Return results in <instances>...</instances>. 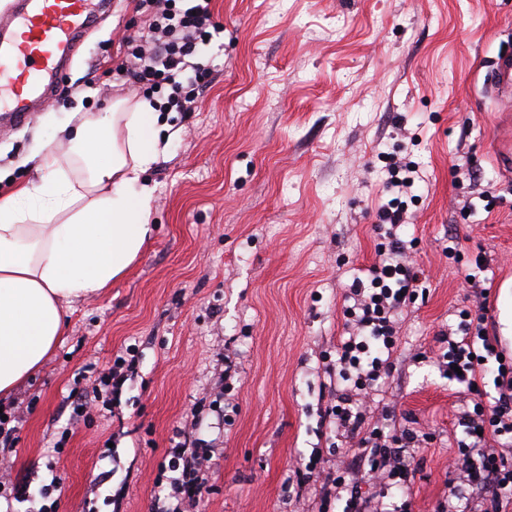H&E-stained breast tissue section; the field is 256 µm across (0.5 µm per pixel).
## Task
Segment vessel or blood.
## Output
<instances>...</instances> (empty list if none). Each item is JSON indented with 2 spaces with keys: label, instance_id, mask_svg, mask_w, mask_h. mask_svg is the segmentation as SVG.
<instances>
[{
  "label": "vessel or blood",
  "instance_id": "b4317fda",
  "mask_svg": "<svg viewBox=\"0 0 512 512\" xmlns=\"http://www.w3.org/2000/svg\"><path fill=\"white\" fill-rule=\"evenodd\" d=\"M110 0H12L0 13V127L31 122L39 103L57 97L87 32ZM491 89L512 88V55L499 56Z\"/></svg>",
  "mask_w": 512,
  "mask_h": 512
}]
</instances>
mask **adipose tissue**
<instances>
[{
  "mask_svg": "<svg viewBox=\"0 0 512 512\" xmlns=\"http://www.w3.org/2000/svg\"><path fill=\"white\" fill-rule=\"evenodd\" d=\"M65 132L67 153L41 147L38 180L0 199V396L43 367L72 303L124 275L152 233L150 101H116Z\"/></svg>",
  "mask_w": 512,
  "mask_h": 512,
  "instance_id": "ef3b65f1",
  "label": "adipose tissue"
}]
</instances>
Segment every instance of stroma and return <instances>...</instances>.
I'll return each instance as SVG.
<instances>
[{"instance_id":"35a3bbf8","label":"stroma","mask_w":512,"mask_h":512,"mask_svg":"<svg viewBox=\"0 0 512 512\" xmlns=\"http://www.w3.org/2000/svg\"><path fill=\"white\" fill-rule=\"evenodd\" d=\"M222 29L198 53L206 85L194 112L162 114L176 136L143 178L154 186L153 231L127 273L76 303L50 360L0 408L20 414L5 449L12 480L28 484L14 512H157L156 480L192 407L212 449L211 492L199 512H284L321 489L297 488V461L338 464L322 419L336 397L329 370L347 334L354 278L378 262L385 154L410 156L424 176L399 234L423 294L403 311L399 351L381 378L400 426L431 432L409 489L414 512L448 491L457 450L460 384L437 356L461 309L464 279L484 257L488 330L512 357V174L493 144L501 103L486 66L512 50V0H213ZM145 17L132 0L79 47L56 97L34 120L0 132V193L36 176L30 156L73 114L164 93L118 76V47ZM472 168L477 181L459 174ZM458 252L445 256L450 238ZM136 345L138 365L112 416L79 424L62 454L73 380ZM225 413L215 428L216 409ZM59 478L60 499L43 493Z\"/></svg>"}]
</instances>
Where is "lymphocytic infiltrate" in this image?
<instances>
[{
    "instance_id": "f902f5d3",
    "label": "lymphocytic infiltrate",
    "mask_w": 512,
    "mask_h": 512,
    "mask_svg": "<svg viewBox=\"0 0 512 512\" xmlns=\"http://www.w3.org/2000/svg\"><path fill=\"white\" fill-rule=\"evenodd\" d=\"M134 2L153 20L147 32L123 37L126 54L118 72L135 85H168L167 109L195 111L203 76L189 73V60L212 39V0H196L186 9L177 8V0ZM387 173L384 186L393 198L378 212L385 238L379 246L382 258L369 268L368 280H354L350 287L353 304L346 307L345 315L352 331L341 341L336 361L347 386L326 411L348 444L351 458L348 465L333 470L312 460L295 471L299 483H320L319 512H329L335 499L344 500V512H412L411 500L396 504L367 498L362 486L407 485L416 470L417 454L434 441L433 435L420 436L409 429L389 433L392 413L374 405L379 397L377 381L391 371L399 347L397 316L421 284L418 272L403 258L405 243L396 233L406 218L399 198L411 193L421 171L401 158L390 163ZM478 295V315L460 320L458 339L449 341L442 354L445 374L464 385L470 405L458 416L465 437L456 443L458 458L452 464L448 494L435 512H512V363H506L498 337L487 330V290L479 289ZM489 358L498 364L491 393L481 387ZM135 365V348L130 345L91 386L71 390L73 420L92 422L97 402L110 410L112 395L121 391ZM210 460L209 449L193 432H180L167 465L171 477L166 512H197L208 490L204 474Z\"/></svg>"
}]
</instances>
